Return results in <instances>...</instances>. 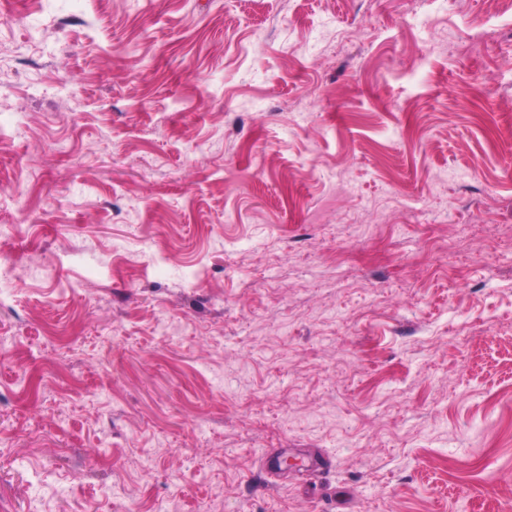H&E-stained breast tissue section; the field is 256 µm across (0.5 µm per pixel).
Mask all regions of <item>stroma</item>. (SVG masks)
I'll use <instances>...</instances> for the list:
<instances>
[{
	"label": "stroma",
	"mask_w": 512,
	"mask_h": 512,
	"mask_svg": "<svg viewBox=\"0 0 512 512\" xmlns=\"http://www.w3.org/2000/svg\"><path fill=\"white\" fill-rule=\"evenodd\" d=\"M2 15L0 512H512V7Z\"/></svg>",
	"instance_id": "stroma-1"
}]
</instances>
